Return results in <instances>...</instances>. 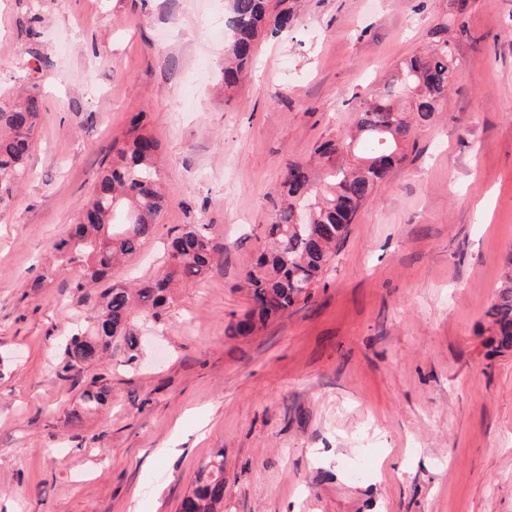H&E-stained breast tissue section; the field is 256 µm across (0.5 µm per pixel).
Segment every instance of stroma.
Listing matches in <instances>:
<instances>
[{"label": "stroma", "instance_id": "35a3bbf8", "mask_svg": "<svg viewBox=\"0 0 512 512\" xmlns=\"http://www.w3.org/2000/svg\"><path fill=\"white\" fill-rule=\"evenodd\" d=\"M223 12L0 0V92H17L32 53L48 59L27 173L0 211V512H180L219 453L224 512H512V350H494L486 316L512 253V0H467L462 15L456 0H301L230 89L227 38L197 25ZM462 20L441 111L361 207L314 298L233 335L286 161L347 129L354 97ZM139 115L169 204L102 287L151 278L182 224L211 225L224 253L172 290L158 348L63 380L62 344L95 306L52 245ZM101 374L111 403L72 425Z\"/></svg>", "mask_w": 512, "mask_h": 512}]
</instances>
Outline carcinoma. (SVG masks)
<instances>
[{"label":"carcinoma","instance_id":"obj_1","mask_svg":"<svg viewBox=\"0 0 512 512\" xmlns=\"http://www.w3.org/2000/svg\"><path fill=\"white\" fill-rule=\"evenodd\" d=\"M231 42L225 50L224 85L240 81L263 32L277 35L292 26L288 0H228ZM34 65L18 76L26 86L17 101L0 98V209L11 200L26 174L43 107L37 74L47 59L35 53ZM462 67L448 27L432 33L423 52L396 63L395 74L367 99L355 104V126L319 143L307 161H290L281 183L283 201L267 225L268 250L245 275L253 308L231 331L246 335L256 321L282 316L309 301L360 208L386 184L405 158L417 129L431 124ZM138 116L109 167L97 177L91 200L69 234L54 243L61 261L77 272L74 288L89 293L119 259L140 251L153 237L166 208L160 192L159 144ZM224 253L208 224H185L172 238L162 268L133 287L112 286L98 296L97 315L88 334L65 343L60 362L68 375L95 363L123 340L134 351L143 337L131 331L136 318L156 320L175 282L202 278ZM491 342L512 349V256L487 311ZM111 387L95 377L80 395L87 412L105 405ZM224 503V457L211 459L181 512H220Z\"/></svg>","mask_w":512,"mask_h":512}]
</instances>
